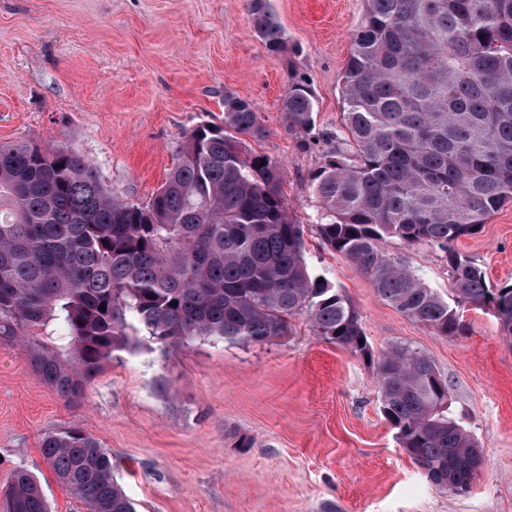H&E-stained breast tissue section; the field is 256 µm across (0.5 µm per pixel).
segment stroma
Wrapping results in <instances>:
<instances>
[{"label": "stroma", "mask_w": 512, "mask_h": 512, "mask_svg": "<svg viewBox=\"0 0 512 512\" xmlns=\"http://www.w3.org/2000/svg\"><path fill=\"white\" fill-rule=\"evenodd\" d=\"M288 50L269 53L245 0H0V146L24 142L90 158L115 197L148 202L183 134L222 123L224 96L249 100L267 130L245 146L278 161L305 259L356 309L375 352L407 344L447 380L450 412L475 439L471 486H436L401 448L367 362L303 317L265 343L197 336L163 344L127 320L82 402H64L0 336V489L14 469L39 481L49 512H86L41 446L77 428L112 455L136 512H512V336L492 309L455 302L442 252L384 242L448 301L468 331L439 336L383 301L328 248L312 177L342 128L341 87L364 0H271ZM316 99L305 137L280 109L293 78ZM456 250L492 287L512 284V203Z\"/></svg>", "instance_id": "1"}]
</instances>
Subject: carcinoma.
Segmentation results:
<instances>
[{"mask_svg":"<svg viewBox=\"0 0 512 512\" xmlns=\"http://www.w3.org/2000/svg\"><path fill=\"white\" fill-rule=\"evenodd\" d=\"M364 3L341 88L349 139L336 142L313 178L321 236L402 316L459 336L456 309L382 243L437 247L458 301L492 308L511 336L512 285L490 288L454 243L512 202V0ZM246 8L267 51L286 52L270 0ZM314 109L309 84L294 80L281 101L288 133L306 131ZM264 134L252 104L225 94L224 122L184 136L145 204L116 200L73 150L0 146V336L61 320L56 350L28 339L22 346L36 375L76 402L111 359L128 315L164 344L194 336L268 342L290 335L303 316L373 366L382 413L430 480L470 486L480 457L449 415L448 382L407 344L375 353L347 297L311 276L283 168L243 150L242 137ZM63 349L73 363L60 359ZM41 452L87 512H135L113 479L112 457L91 436L51 434ZM0 512H49L29 472H12Z\"/></svg>","mask_w":512,"mask_h":512,"instance_id":"obj_1","label":"carcinoma"}]
</instances>
